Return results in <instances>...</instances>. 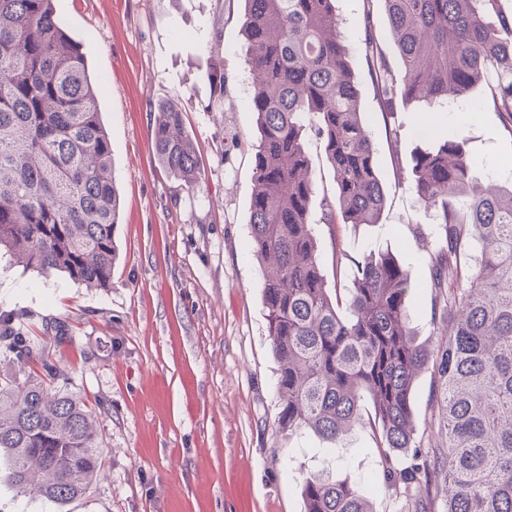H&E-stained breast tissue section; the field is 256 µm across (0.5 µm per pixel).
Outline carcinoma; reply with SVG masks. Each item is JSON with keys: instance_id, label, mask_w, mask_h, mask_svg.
<instances>
[{"instance_id": "cac0c4a2", "label": "carcinoma", "mask_w": 512, "mask_h": 512, "mask_svg": "<svg viewBox=\"0 0 512 512\" xmlns=\"http://www.w3.org/2000/svg\"><path fill=\"white\" fill-rule=\"evenodd\" d=\"M393 68L371 27L361 53L384 120L417 102L434 144L413 159V190L438 216L425 287L441 311L439 339L420 343L407 301L411 267L388 253L331 256L330 289L311 223L317 188L307 132L324 151L336 186L321 222L377 224L387 190L361 110L335 0H244L242 28L255 87L250 250L262 297L282 433L311 432L332 444L356 428L374 434L388 484L442 488L445 512H512V184L478 180L462 139L437 135L431 114L468 98L484 101L512 130V8L504 0H384ZM211 80L224 100V57ZM153 155L187 188L202 161L178 102L162 99ZM119 193L98 89L81 44L53 0H0V251L43 276L65 273L104 287L115 260ZM473 266L461 263L469 241ZM0 345L18 370L34 357L26 337L0 322ZM428 370L445 442L406 470L413 447L414 384ZM96 417L71 394L36 376L0 374V484L56 505L83 497L100 468ZM303 512H375L348 477H307Z\"/></svg>"}]
</instances>
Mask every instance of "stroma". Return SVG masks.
<instances>
[{"label":"stroma","instance_id":"stroma-1","mask_svg":"<svg viewBox=\"0 0 512 512\" xmlns=\"http://www.w3.org/2000/svg\"><path fill=\"white\" fill-rule=\"evenodd\" d=\"M80 41L99 88L121 198L118 257L106 288L67 275L43 276L0 256V312L14 319L34 352L49 351L58 390L97 416L102 467L85 497L57 506L0 487V512H301L306 477H350L372 492L376 512H444L440 494L385 485L370 429L334 445L278 430L276 362L262 303L260 267L249 246L253 142L257 117L245 61L242 0H54ZM340 31L361 107L388 188L376 224L334 228L312 211L319 252L393 253L423 273L437 218L410 187L415 153L425 148L418 104L402 108L391 148L361 55L373 27L389 61L383 0H336ZM228 79L222 111H212L214 54ZM484 92L449 106L438 120L463 135L482 173L512 182V133L492 109L473 111ZM177 101L203 160L186 188L155 160L150 130L159 100ZM68 340L45 336L47 321ZM432 373L415 384L416 446L404 465L441 443Z\"/></svg>","mask_w":512,"mask_h":512}]
</instances>
